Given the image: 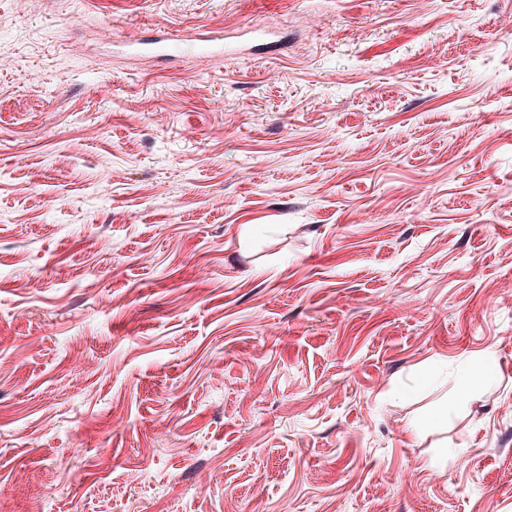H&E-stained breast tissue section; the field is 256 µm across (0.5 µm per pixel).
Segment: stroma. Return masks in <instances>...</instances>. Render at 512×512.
Instances as JSON below:
<instances>
[{
	"label": "stroma",
	"instance_id": "obj_1",
	"mask_svg": "<svg viewBox=\"0 0 512 512\" xmlns=\"http://www.w3.org/2000/svg\"><path fill=\"white\" fill-rule=\"evenodd\" d=\"M0 55V512H512V0H0ZM171 38L163 36H150L134 42L124 43L136 53L154 55L156 57H168L167 46Z\"/></svg>",
	"mask_w": 512,
	"mask_h": 512
}]
</instances>
